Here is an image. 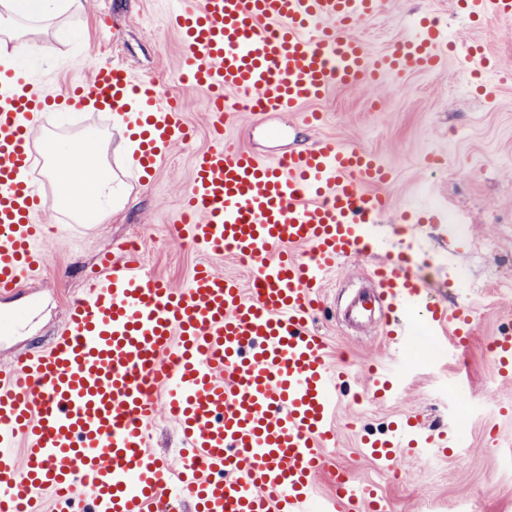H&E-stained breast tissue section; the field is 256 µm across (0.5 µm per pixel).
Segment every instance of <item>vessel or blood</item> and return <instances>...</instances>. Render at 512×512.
<instances>
[{
	"label": "vessel or blood",
	"instance_id": "1",
	"mask_svg": "<svg viewBox=\"0 0 512 512\" xmlns=\"http://www.w3.org/2000/svg\"><path fill=\"white\" fill-rule=\"evenodd\" d=\"M380 0H177L168 23L180 35L179 80L201 90L216 137L195 161L178 232L199 249L247 262L248 280L198 264L184 289L151 275L142 259H105L47 347L0 364V512H157L166 500L195 512H379L378 491L336 472L334 496L313 485L335 447L329 424L346 373L329 367L309 322L327 273L373 254L370 233L385 205L368 188L387 181L367 150L329 139L264 159L229 150L233 112H286L312 124L304 105L332 88L368 87L388 73L436 66L448 36L433 22L383 56L357 27ZM475 17L512 15V0H469ZM132 113L144 178L191 129L161 79L106 61L87 81L41 87L21 68L0 69V294L40 280L49 265L36 147L49 112ZM297 246L310 247L303 259ZM379 296L358 294L350 326L381 324L391 342L412 336L415 312L430 329L465 339L471 323L427 304L405 254L378 259ZM165 406L178 427L176 461L151 450ZM23 461H15L17 442ZM447 434L407 420L367 453L390 465L398 450L444 448Z\"/></svg>",
	"mask_w": 512,
	"mask_h": 512
}]
</instances>
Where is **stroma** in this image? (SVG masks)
Wrapping results in <instances>:
<instances>
[{"label":"stroma","mask_w":512,"mask_h":512,"mask_svg":"<svg viewBox=\"0 0 512 512\" xmlns=\"http://www.w3.org/2000/svg\"><path fill=\"white\" fill-rule=\"evenodd\" d=\"M82 2L80 12L35 34L41 52L27 55L25 66L45 86L83 81L104 59L140 77H160L182 99L193 139L176 144L144 185L127 166L119 138L110 137V118L80 115L101 144L104 162L126 184L128 201L104 224L78 221L60 230L56 213H47L55 229L51 265L41 280L0 297V310L24 315L0 333V361L48 344L70 299L83 291L86 274L104 252L124 256L130 235L139 237L148 269L172 287H184L194 266L205 261L223 274L249 275L238 260L208 256L176 239L195 157L210 146L212 134L201 92L178 79L181 41L166 23L164 0ZM422 14L436 19L450 40L484 42L488 68L475 73L448 56L434 70L388 77L372 88L332 89L309 106L322 115L314 129L284 113L257 120L241 112L224 141L269 158L330 138L372 152L391 173L374 188L387 201L382 223L371 229L374 257L340 262L312 320L326 341L329 364H344L349 372L331 418L337 445L327 455L333 467L317 481V493L334 495L336 471L343 468L358 482L379 484L385 512H455L461 502L473 512H512V381L499 378L488 348L491 340L512 336V291L497 287L512 280V17H492L480 27L456 0H383L355 35L372 54L383 55ZM398 251L413 257L411 269L425 280L430 300L472 315L474 333L464 349L455 350L450 335L430 330L398 347L380 330L363 334L345 326L347 297L370 287L375 258ZM374 362L398 368L396 390L380 402L364 395L366 368ZM464 408L470 414L463 426L457 413ZM405 417L433 434L460 431L464 443L451 454L430 448L381 471L361 442L384 436Z\"/></svg>","instance_id":"1"}]
</instances>
